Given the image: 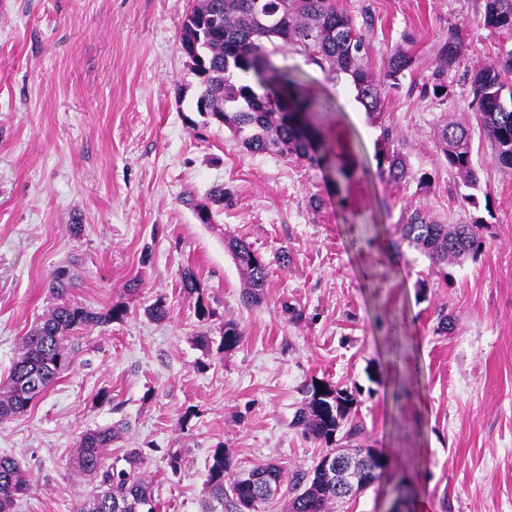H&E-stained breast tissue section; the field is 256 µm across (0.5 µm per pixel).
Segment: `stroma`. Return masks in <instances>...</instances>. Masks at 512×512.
<instances>
[{"label":"stroma","instance_id":"35a3bbf8","mask_svg":"<svg viewBox=\"0 0 512 512\" xmlns=\"http://www.w3.org/2000/svg\"><path fill=\"white\" fill-rule=\"evenodd\" d=\"M196 0H0V380L22 339L52 306L50 273L74 261V302L125 309L122 320L70 341L71 367L26 413L0 423V453L14 455L32 488L16 512H76L95 486L73 459L87 430L123 425L110 448L146 451L159 512H235L208 497L206 472L223 448L231 475L273 462L284 471L261 512H285L292 478L334 445L306 438L293 418L301 387L316 380L352 392L351 418L365 444L392 472L419 473L410 498L429 512H512V170L491 162L474 129L473 153L486 203L460 208L456 174L435 145L444 118L472 124L461 76L494 58L499 39L483 25L484 0H337L364 33L373 72L384 70L404 33L415 36L416 65L375 121L350 78L323 71L279 45L272 60L339 109L325 135L347 128L354 150L376 166L382 126H396L416 174L430 186L397 188L372 175L356 204L337 193L325 165L253 154L195 110L197 79L180 50L179 30ZM464 36L450 74L455 104L422 93L449 30ZM217 186L230 204L200 223L187 197ZM444 224L485 218L477 259L434 275L428 259L403 248L401 259L373 255L365 241L395 240L407 207ZM82 227L72 236L70 225ZM245 239L269 264L260 303L245 304V279L224 240ZM152 259L142 264L144 247ZM288 253L289 264L279 263ZM192 268L213 315L200 321L183 293ZM136 294L125 288L132 278ZM163 300L169 315L147 310ZM452 328H438L440 315ZM242 330L239 347L207 353L201 331L219 339L225 321ZM404 321L420 367L402 387L387 380L386 346ZM109 392L102 401L101 392ZM419 440L409 447L407 430ZM181 456L172 473L168 452ZM385 481L326 512H389Z\"/></svg>","mask_w":512,"mask_h":512}]
</instances>
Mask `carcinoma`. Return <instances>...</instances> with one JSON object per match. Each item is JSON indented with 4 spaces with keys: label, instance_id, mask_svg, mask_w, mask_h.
<instances>
[{
    "label": "carcinoma",
    "instance_id": "cac0c4a2",
    "mask_svg": "<svg viewBox=\"0 0 512 512\" xmlns=\"http://www.w3.org/2000/svg\"><path fill=\"white\" fill-rule=\"evenodd\" d=\"M484 2L483 25L503 36V41L496 59L468 78L471 107L477 125L490 142L492 161L512 170V103L503 101L506 89L512 100V87L508 85L512 76V0ZM278 42L307 53L323 69L349 76L358 101L377 118L384 115L390 93L415 68L411 52L414 38L406 34L391 51L383 72L373 75L370 44L352 15L339 8L336 0H197L179 33L181 51L198 79L195 111L204 118V124L224 126L253 153L291 156L312 163L327 160L330 155L324 149L325 136L314 118L335 111V101L329 95L310 93L295 77L270 63L267 45ZM462 47L461 32L451 29L438 48L424 94L440 105L451 99L448 74L459 64ZM250 73L263 93L244 83ZM437 149L464 187L457 192L459 206L475 205L473 191L480 189V180L471 127L456 121L442 124L437 131ZM377 160L380 173L397 187L416 179L404 154V139L392 125L383 127V147ZM334 165L338 178L347 183L368 179L369 170L363 165L350 168L339 156L334 157ZM487 229L482 220L440 224L415 208L402 224L400 241L390 246L399 254L400 242L408 243L440 273L450 260L477 256ZM225 247L245 277L243 301L259 302L269 277L264 258L242 238L226 239ZM180 284L184 294L196 298L198 318L208 320L212 311L193 269L181 270ZM73 287L70 266H60L51 273L48 290L55 303L23 338L9 379L0 387V421L25 413L69 369V342L74 333L124 317L125 311L117 307L96 311L70 300ZM241 340L238 324L225 322L218 352L237 348ZM302 393L295 424L307 438L332 443L336 430L348 419L349 405L354 402L352 394L346 388H320L314 380L302 386ZM121 433L122 429L113 425L89 430L80 437L74 467L97 480L98 490L80 504L78 512H158L141 449H128L122 466L106 464L108 450ZM385 466L383 455L376 453L366 461L359 480L380 476ZM228 469L224 449L219 447L208 467L206 489L209 496L221 502L225 495H231L237 512H243L249 501L252 510L260 512L261 505L283 482L282 469L273 463L255 466L226 484ZM30 489L28 474L18 459L0 454V512H15L17 501ZM343 498L336 482L317 463L308 472L296 475L287 512H325L328 502Z\"/></svg>",
    "mask_w": 512,
    "mask_h": 512
}]
</instances>
